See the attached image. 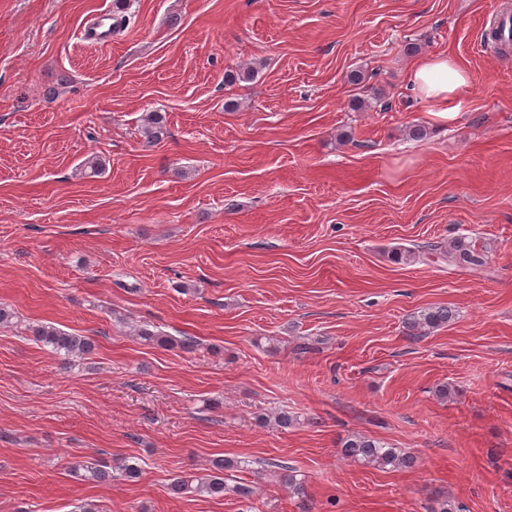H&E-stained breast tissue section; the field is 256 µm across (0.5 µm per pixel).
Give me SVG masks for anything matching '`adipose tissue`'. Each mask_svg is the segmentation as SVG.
Instances as JSON below:
<instances>
[{"mask_svg": "<svg viewBox=\"0 0 512 512\" xmlns=\"http://www.w3.org/2000/svg\"><path fill=\"white\" fill-rule=\"evenodd\" d=\"M408 80L422 100L434 105V118L445 122L455 117L460 98L471 87L472 75L456 58L437 54L414 60Z\"/></svg>", "mask_w": 512, "mask_h": 512, "instance_id": "adipose-tissue-1", "label": "adipose tissue"}]
</instances>
